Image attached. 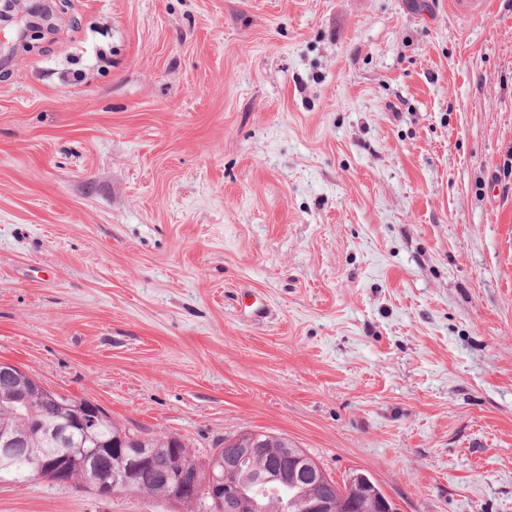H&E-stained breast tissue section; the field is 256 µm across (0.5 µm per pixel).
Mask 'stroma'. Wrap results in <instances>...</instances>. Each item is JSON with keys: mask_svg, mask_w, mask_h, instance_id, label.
I'll return each mask as SVG.
<instances>
[{"mask_svg": "<svg viewBox=\"0 0 512 512\" xmlns=\"http://www.w3.org/2000/svg\"><path fill=\"white\" fill-rule=\"evenodd\" d=\"M53 6L38 51L0 25V359L200 459L252 430L512 512V0Z\"/></svg>", "mask_w": 512, "mask_h": 512, "instance_id": "35a3bbf8", "label": "stroma"}]
</instances>
